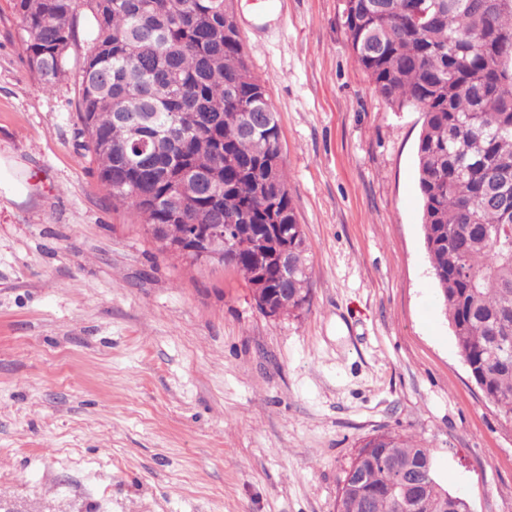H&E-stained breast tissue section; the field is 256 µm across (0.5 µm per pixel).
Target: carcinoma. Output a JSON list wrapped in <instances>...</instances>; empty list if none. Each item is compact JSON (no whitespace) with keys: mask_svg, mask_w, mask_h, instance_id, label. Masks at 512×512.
I'll return each instance as SVG.
<instances>
[{"mask_svg":"<svg viewBox=\"0 0 512 512\" xmlns=\"http://www.w3.org/2000/svg\"><path fill=\"white\" fill-rule=\"evenodd\" d=\"M343 0L349 46L374 92L424 114L417 146L424 242L445 314L464 361L500 415L512 420V0ZM94 19L81 72L77 118L112 201L142 223H170L180 207L192 224L287 221L288 280L264 267L267 288H288L287 313L310 305L302 225L283 163L272 168L281 130L266 90L224 34L233 0H14L22 49L39 88L67 75L78 9ZM191 173L181 197L169 183ZM219 202H214V199ZM224 266L256 288L259 240L240 232ZM390 459L426 474L419 512H462L437 479L427 449L381 433ZM375 490L358 501L343 479L340 512H399Z\"/></svg>","mask_w":512,"mask_h":512,"instance_id":"1","label":"carcinoma"}]
</instances>
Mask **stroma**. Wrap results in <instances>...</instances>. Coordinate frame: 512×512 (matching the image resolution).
Segmentation results:
<instances>
[{"instance_id": "obj_1", "label": "stroma", "mask_w": 512, "mask_h": 512, "mask_svg": "<svg viewBox=\"0 0 512 512\" xmlns=\"http://www.w3.org/2000/svg\"><path fill=\"white\" fill-rule=\"evenodd\" d=\"M342 0H236L281 128L310 306L273 319L231 269L161 251L82 148L76 17L42 92L0 0V512H336L364 439L432 456L512 512V422L471 378L424 246L421 112L351 52Z\"/></svg>"}]
</instances>
